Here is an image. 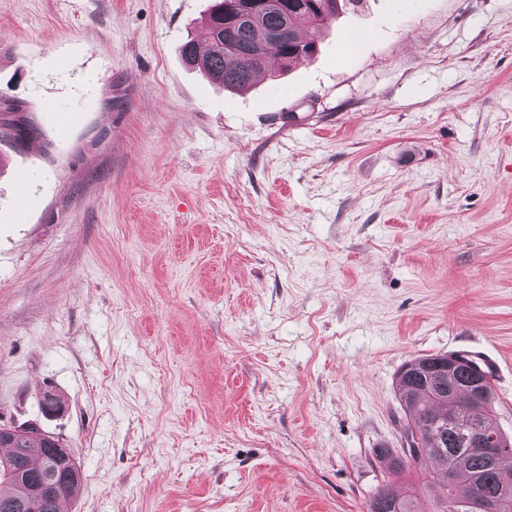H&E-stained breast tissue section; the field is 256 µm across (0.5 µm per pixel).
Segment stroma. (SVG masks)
Instances as JSON below:
<instances>
[{
	"mask_svg": "<svg viewBox=\"0 0 512 512\" xmlns=\"http://www.w3.org/2000/svg\"><path fill=\"white\" fill-rule=\"evenodd\" d=\"M210 5L0 0V424L66 512H367L404 362L496 356L512 436V0H363L243 92L180 56ZM32 128L21 113V106L11 100L0 101V132H9L13 136L10 145L22 150L30 138ZM9 429L4 430L3 435L5 439H11L13 441V434L20 433L21 431H29L31 428L36 430L37 436L41 438H46L48 443L53 447L52 452V462L56 463L59 467H65L73 471L74 477L76 478L77 473L74 469L75 465H77L72 453L69 448L60 441L58 437H56L53 433L45 431L39 426L33 425L31 427H25L23 430L18 428L17 426L14 428L7 427ZM81 479L77 482H70L71 490L68 496L56 498L66 492V487L54 481V479L47 478L38 485L39 498H56L51 501L41 502L36 512H63L62 506L74 499L81 487Z\"/></svg>",
	"mask_w": 512,
	"mask_h": 512,
	"instance_id": "obj_1",
	"label": "stroma"
}]
</instances>
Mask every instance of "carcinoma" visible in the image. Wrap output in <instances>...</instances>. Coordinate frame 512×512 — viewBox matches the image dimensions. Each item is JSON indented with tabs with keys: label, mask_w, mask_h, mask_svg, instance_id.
Instances as JSON below:
<instances>
[{
	"label": "carcinoma",
	"mask_w": 512,
	"mask_h": 512,
	"mask_svg": "<svg viewBox=\"0 0 512 512\" xmlns=\"http://www.w3.org/2000/svg\"><path fill=\"white\" fill-rule=\"evenodd\" d=\"M361 0H288V12L269 5L256 20L248 0H213L204 24L209 32L206 45L186 37L181 44L184 61L200 69L212 81L228 89L244 90L270 76L269 58L289 67L297 60L313 57L325 24L347 6ZM305 17L309 31L301 36L295 21ZM279 37L278 48L269 38ZM32 128L11 100L0 101V132L12 134L11 146L25 148ZM395 388L404 413L403 448H376L374 455L387 462V474L414 475L401 494L392 480L385 479L370 499L368 512H485L482 505L498 500L506 487L512 488V468L502 459L512 456V440L494 421V388L473 364H448L443 355L412 359L396 374ZM461 424L478 425L497 435L501 448L495 453L462 444L448 427V409ZM9 451L0 455V512L19 495L20 488L8 468L23 470L28 487L37 486L47 469L48 450L41 441L19 437L4 443ZM81 482L71 483L68 496L44 501L38 512H63L74 499Z\"/></svg>",
	"instance_id": "carcinoma-1"
}]
</instances>
